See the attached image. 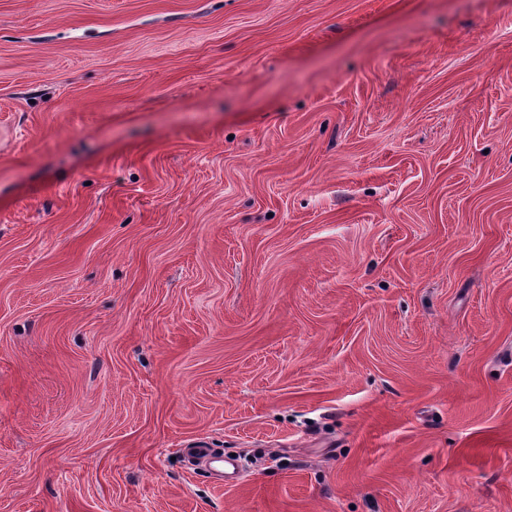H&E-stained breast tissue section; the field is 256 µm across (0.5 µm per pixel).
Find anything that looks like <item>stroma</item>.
Masks as SVG:
<instances>
[{
	"label": "stroma",
	"mask_w": 512,
	"mask_h": 512,
	"mask_svg": "<svg viewBox=\"0 0 512 512\" xmlns=\"http://www.w3.org/2000/svg\"><path fill=\"white\" fill-rule=\"evenodd\" d=\"M0 512H512V0H0ZM190 448H182L181 452L183 456L193 462H196L203 466H211L214 462L220 461L224 463V472L223 480L225 482H237V466L229 461L224 460L223 457H220V460H217L218 457L215 453L214 448H210V445L205 440L199 439L190 444H188Z\"/></svg>",
	"instance_id": "1"
}]
</instances>
